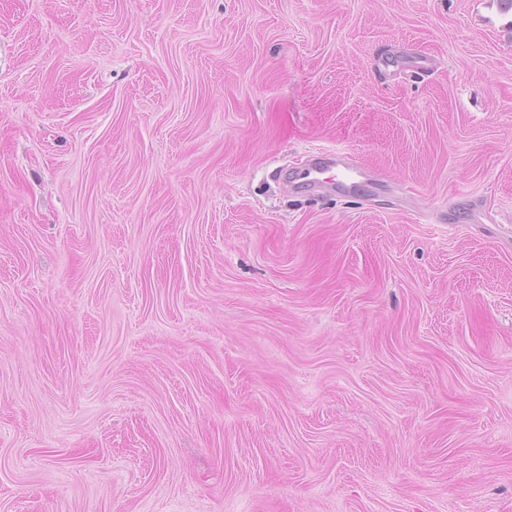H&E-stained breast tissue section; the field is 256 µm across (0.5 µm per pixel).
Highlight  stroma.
Here are the masks:
<instances>
[{
	"label": "stroma",
	"mask_w": 512,
	"mask_h": 512,
	"mask_svg": "<svg viewBox=\"0 0 512 512\" xmlns=\"http://www.w3.org/2000/svg\"><path fill=\"white\" fill-rule=\"evenodd\" d=\"M0 512H512V11L0 0ZM338 170L336 179H333L332 189L339 195H348L361 189L364 183L371 180V171L357 161L354 157L346 156L341 152L320 151L315 152L310 167L302 176V181H289L294 189L315 185L321 181V175L330 169Z\"/></svg>",
	"instance_id": "stroma-1"
}]
</instances>
